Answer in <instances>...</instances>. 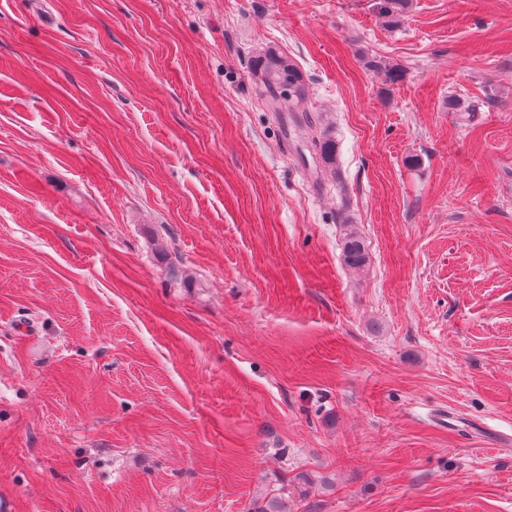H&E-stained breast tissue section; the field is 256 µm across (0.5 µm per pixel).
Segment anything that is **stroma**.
I'll return each mask as SVG.
<instances>
[{
    "label": "stroma",
    "mask_w": 512,
    "mask_h": 512,
    "mask_svg": "<svg viewBox=\"0 0 512 512\" xmlns=\"http://www.w3.org/2000/svg\"><path fill=\"white\" fill-rule=\"evenodd\" d=\"M377 3L0 0V512H512V0ZM252 75L260 95L274 111H283V106L288 104V111L297 112L306 103L302 72L277 48L266 47L257 54ZM343 262L350 267H360L367 260V252L361 237L354 231L345 233L342 246Z\"/></svg>",
    "instance_id": "stroma-1"
}]
</instances>
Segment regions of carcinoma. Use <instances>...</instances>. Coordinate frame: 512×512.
<instances>
[{
	"instance_id": "obj_1",
	"label": "carcinoma",
	"mask_w": 512,
	"mask_h": 512,
	"mask_svg": "<svg viewBox=\"0 0 512 512\" xmlns=\"http://www.w3.org/2000/svg\"><path fill=\"white\" fill-rule=\"evenodd\" d=\"M409 0H379V12L387 22L396 23L408 8ZM260 95L276 112L288 106L295 112L307 100L302 72L295 62L275 47L261 50L252 68ZM343 262L350 267H360L367 260V252L361 237L354 231L345 234L342 246Z\"/></svg>"
}]
</instances>
